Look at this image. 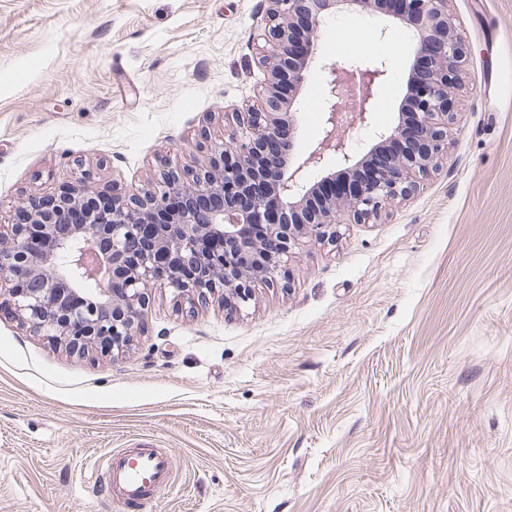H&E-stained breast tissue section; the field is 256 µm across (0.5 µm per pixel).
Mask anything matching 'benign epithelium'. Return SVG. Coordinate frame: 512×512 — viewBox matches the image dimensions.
Instances as JSON below:
<instances>
[{"mask_svg":"<svg viewBox=\"0 0 512 512\" xmlns=\"http://www.w3.org/2000/svg\"><path fill=\"white\" fill-rule=\"evenodd\" d=\"M380 0H264L268 23L258 63L267 82L256 104L224 113L227 138L207 161L165 166L152 189L95 191L85 171L49 198L29 196L16 222L0 225V308L21 325L71 353H122L144 322L149 290L167 286L190 309L224 291L234 310L252 299L254 283H279L302 238L336 241L338 217L357 224L378 218L419 189L448 145L456 91L467 56L448 0H397L379 29L409 30L414 61L395 126L374 131L363 154L346 130L373 126L386 64L349 69L327 60L323 135L295 150L307 73L318 54L320 27L341 13L374 16ZM316 171L319 179L309 174ZM84 209L85 220L70 221Z\"/></svg>","mask_w":512,"mask_h":512,"instance_id":"1","label":"benign epithelium"}]
</instances>
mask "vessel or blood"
<instances>
[{"label":"vessel or blood","mask_w":512,"mask_h":512,"mask_svg":"<svg viewBox=\"0 0 512 512\" xmlns=\"http://www.w3.org/2000/svg\"><path fill=\"white\" fill-rule=\"evenodd\" d=\"M100 465L109 491L127 504H141L147 495L165 489L172 478V457L158 448L133 453L115 449L102 456Z\"/></svg>","instance_id":"obj_1"}]
</instances>
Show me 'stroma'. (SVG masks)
<instances>
[{"mask_svg": "<svg viewBox=\"0 0 512 512\" xmlns=\"http://www.w3.org/2000/svg\"><path fill=\"white\" fill-rule=\"evenodd\" d=\"M468 48L448 152L376 221L304 241L249 303L154 287L122 354H75L0 313V512H512V0H449ZM323 27L296 146L321 136L334 58L386 62L394 125L410 33ZM262 0H0V224L86 170L147 187L253 105ZM162 448L132 508L88 479Z\"/></svg>", "mask_w": 512, "mask_h": 512, "instance_id": "stroma-1", "label": "stroma"}]
</instances>
